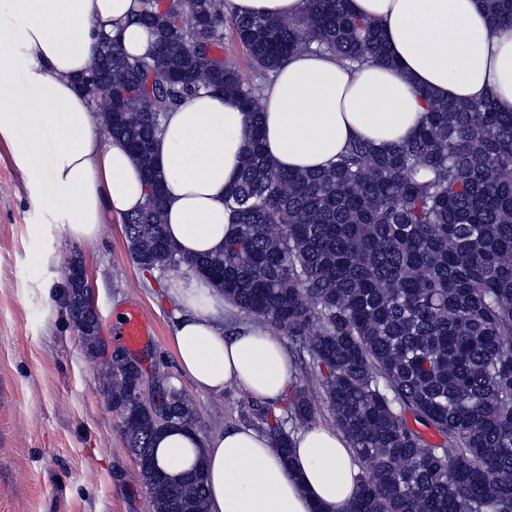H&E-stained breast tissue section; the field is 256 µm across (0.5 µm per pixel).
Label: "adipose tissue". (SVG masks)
Instances as JSON below:
<instances>
[{"label":"adipose tissue","mask_w":512,"mask_h":512,"mask_svg":"<svg viewBox=\"0 0 512 512\" xmlns=\"http://www.w3.org/2000/svg\"><path fill=\"white\" fill-rule=\"evenodd\" d=\"M376 20L390 62L347 67L306 52L288 57L263 90L264 147L284 170L311 171L361 139L385 151L424 116L422 91L463 102L495 93L512 112V32L490 23L481 0H352ZM0 144L30 184L37 207L61 213L68 238L96 244L107 217L146 202L141 171L104 130L78 90L99 35L132 56L153 35L136 20L138 0H0ZM307 0H224L229 16L298 18ZM248 116L232 95L200 92L167 112L155 149L165 188V232L183 254L218 252L233 232L224 196L236 181ZM176 309L170 345L177 369L201 393L226 389L276 403L294 381L283 343L264 328L224 333V299L192 271L166 283ZM157 466L171 476L202 463L207 512H344L360 462L329 425L292 436L283 460L262 430L231 426L209 437L181 426L154 441Z\"/></svg>","instance_id":"ef3b65f1"}]
</instances>
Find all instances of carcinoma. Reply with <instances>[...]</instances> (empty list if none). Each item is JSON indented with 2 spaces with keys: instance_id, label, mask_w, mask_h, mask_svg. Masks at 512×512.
Instances as JSON below:
<instances>
[{
  "instance_id": "1",
  "label": "carcinoma",
  "mask_w": 512,
  "mask_h": 512,
  "mask_svg": "<svg viewBox=\"0 0 512 512\" xmlns=\"http://www.w3.org/2000/svg\"><path fill=\"white\" fill-rule=\"evenodd\" d=\"M350 2L309 0L306 15L278 20L228 17L224 0H140L151 50L97 49L82 90L109 104L103 127L149 188L160 175L153 113L201 90L234 95L248 112L224 248L180 254L151 193L123 218L129 254L144 271L194 269L252 322L303 344L319 389L296 378L282 416L262 404L255 415L287 460V425L327 410L368 464L347 512H512V112L492 94L468 103L424 91L423 120L397 147L356 140L326 169L287 172L262 148L263 84L245 81L216 41L231 26L265 80L305 51L343 64L389 61L379 24ZM483 4L512 31V0ZM106 383L112 410L131 416L128 447L149 461L140 476L153 512H206L203 464L155 479L153 442L169 426L197 427L193 400L172 393L166 418L143 407L137 370L118 356ZM408 413L445 443L426 444Z\"/></svg>"
}]
</instances>
